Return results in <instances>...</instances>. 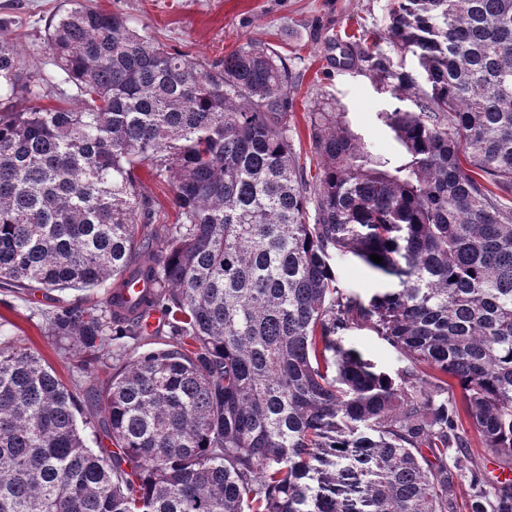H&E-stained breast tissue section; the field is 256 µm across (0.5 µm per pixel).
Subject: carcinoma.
<instances>
[{"mask_svg":"<svg viewBox=\"0 0 512 512\" xmlns=\"http://www.w3.org/2000/svg\"><path fill=\"white\" fill-rule=\"evenodd\" d=\"M365 35L346 56L407 93L382 114L401 152L326 103L315 173L292 72L258 43L209 63L67 0L50 89L0 42V92L27 103L0 110V285L103 289L45 317L106 374L68 386L0 337V512H456L464 485L468 512H512V480L465 464L462 424L512 458V0H390ZM145 165L176 223H154ZM344 254L390 287H339ZM361 329L395 372L345 346Z\"/></svg>","mask_w":512,"mask_h":512,"instance_id":"obj_1","label":"carcinoma"}]
</instances>
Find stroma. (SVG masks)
<instances>
[{
	"mask_svg": "<svg viewBox=\"0 0 512 512\" xmlns=\"http://www.w3.org/2000/svg\"><path fill=\"white\" fill-rule=\"evenodd\" d=\"M101 10H121L135 27H146L163 45L191 56L220 60L250 42L281 54L295 77L293 144L302 162L318 163L310 138V112L327 100L340 108L351 129L373 153L393 157L400 147L380 120L399 107L390 91L381 89L360 66L339 63L337 43L343 32L365 26L385 29L389 0H93ZM64 0H0V41L13 45L44 82L57 81L58 70L47 47V24ZM102 289L52 293L31 289L28 299L0 289V319L8 335L39 352L64 382L84 356L60 351L49 335L45 314L54 301L98 300Z\"/></svg>",
	"mask_w": 512,
	"mask_h": 512,
	"instance_id": "35a3bbf8",
	"label": "stroma"
}]
</instances>
